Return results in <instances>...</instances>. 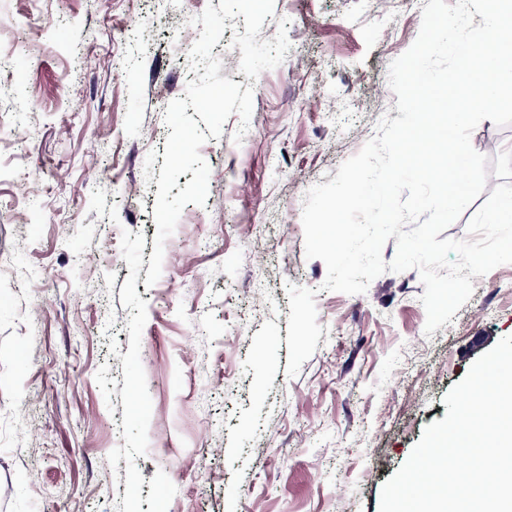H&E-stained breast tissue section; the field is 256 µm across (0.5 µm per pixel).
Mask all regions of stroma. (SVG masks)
<instances>
[{"mask_svg": "<svg viewBox=\"0 0 512 512\" xmlns=\"http://www.w3.org/2000/svg\"><path fill=\"white\" fill-rule=\"evenodd\" d=\"M428 0H275L290 49L200 153L145 279L191 18L220 0H0V512H379L442 398L512 336V264L426 335L417 270L323 288L307 192L397 118ZM27 138L13 148L14 132ZM242 141H235V133Z\"/></svg>", "mask_w": 512, "mask_h": 512, "instance_id": "35a3bbf8", "label": "stroma"}]
</instances>
